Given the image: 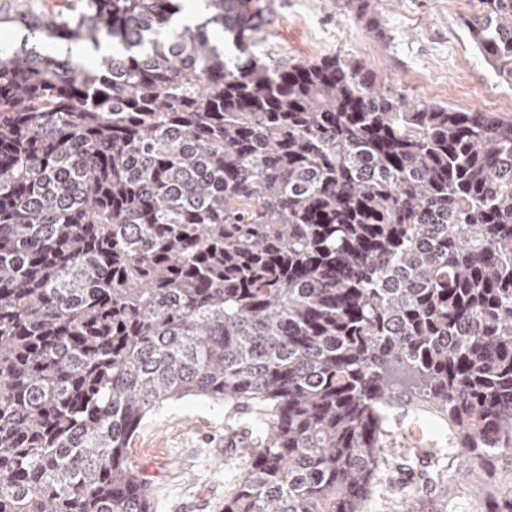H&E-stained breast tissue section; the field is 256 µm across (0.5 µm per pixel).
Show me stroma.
<instances>
[{"label": "stroma", "instance_id": "obj_1", "mask_svg": "<svg viewBox=\"0 0 512 512\" xmlns=\"http://www.w3.org/2000/svg\"><path fill=\"white\" fill-rule=\"evenodd\" d=\"M266 53L280 60L337 55L362 61L408 100L512 119V84L475 47L468 22L482 0H260ZM254 412L202 398L165 405L144 421L129 456L156 512H222L242 478L239 442ZM385 429L392 453L369 512H398L415 489L418 512H478L487 493L512 488V458L465 468L447 424L428 405H394ZM458 484L446 497L445 484Z\"/></svg>", "mask_w": 512, "mask_h": 512}]
</instances>
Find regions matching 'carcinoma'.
Wrapping results in <instances>:
<instances>
[{
	"mask_svg": "<svg viewBox=\"0 0 512 512\" xmlns=\"http://www.w3.org/2000/svg\"><path fill=\"white\" fill-rule=\"evenodd\" d=\"M202 2L0 17V512H153L129 446L190 396L261 406L224 512H365L408 395L512 456V119L263 57L259 0Z\"/></svg>",
	"mask_w": 512,
	"mask_h": 512,
	"instance_id": "carcinoma-1",
	"label": "carcinoma"
}]
</instances>
